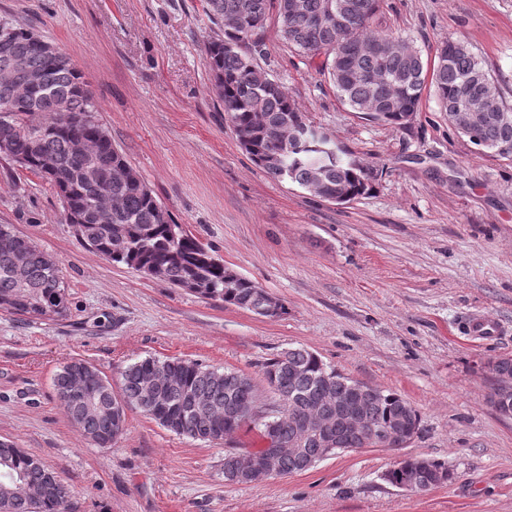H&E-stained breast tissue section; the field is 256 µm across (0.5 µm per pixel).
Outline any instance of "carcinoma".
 Instances as JSON below:
<instances>
[{
  "mask_svg": "<svg viewBox=\"0 0 512 512\" xmlns=\"http://www.w3.org/2000/svg\"><path fill=\"white\" fill-rule=\"evenodd\" d=\"M345 18L346 25L321 20L328 5ZM380 0H202V9L217 29L204 46L212 77V91L221 103L225 119L233 126L240 148L256 165L275 179H288L325 198L340 192L355 200L372 188V172L345 157L321 150L326 135L307 123L288 92L254 58L260 41L255 39L270 15L281 23V37L288 47L310 57L324 56L326 71L339 96L352 110L394 128L418 111L426 84L447 112L448 122L470 138L460 120L478 106L476 91L489 80L482 61L460 40L443 42L444 57L433 71L413 46L403 39L371 29ZM9 29L0 39V155L32 172L56 190L63 208L80 218L82 243L114 263L130 266L148 277L160 279L203 298L256 312L264 296L255 282L237 274L195 237L171 236L173 216L163 218L162 204L112 146V137L96 115L92 93L82 74L63 53L46 56L33 40L35 31L1 20ZM40 73L42 83L33 91L4 78L17 65ZM499 104L472 145L512 156V122L505 123ZM299 128L298 143L287 149L283 133ZM95 155L102 165L112 164L106 191L81 178L84 158ZM17 236L12 225L0 224V311L43 320L67 310L64 284L56 259L31 239L19 237L25 249L26 284L15 279L13 245L4 240ZM82 361L72 360L59 370L54 387L69 421L85 438L100 448L116 441L112 419L103 412L86 413L80 392L88 382ZM489 372L512 380V356L492 361ZM264 380L275 400L289 410L277 418L279 436L294 434L288 413L301 415L319 403L323 376L328 388L345 392L336 382V369L303 348H290L264 364ZM248 375L234 369L220 370L185 359L144 358L121 373V397L165 430L203 441V416L213 407L229 408L238 396V379ZM199 398L197 413L190 412L183 394ZM364 417L372 425L403 422L421 424L419 411L403 396L386 390L366 403ZM322 449L310 443L297 457L280 462V475L288 476L313 467ZM47 487L37 503L16 498L17 477ZM57 474L38 458L13 442L0 443V512H66L67 500L54 493ZM422 459L408 458L404 480L425 482Z\"/></svg>",
  "mask_w": 512,
  "mask_h": 512,
  "instance_id": "cac0c4a2",
  "label": "carcinoma"
}]
</instances>
